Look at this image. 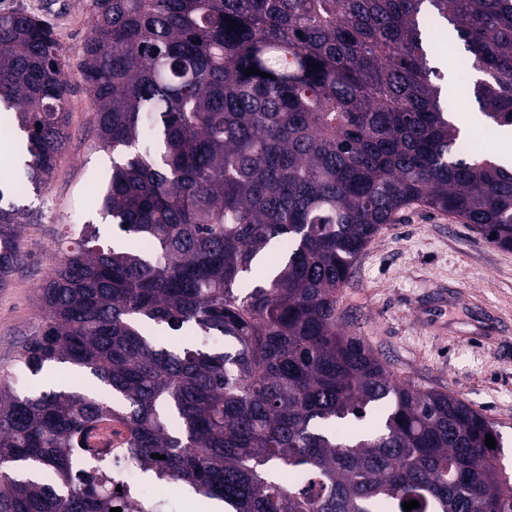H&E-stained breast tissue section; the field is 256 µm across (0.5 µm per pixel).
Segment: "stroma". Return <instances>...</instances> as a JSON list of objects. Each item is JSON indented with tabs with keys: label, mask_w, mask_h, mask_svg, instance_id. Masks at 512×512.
Instances as JSON below:
<instances>
[{
	"label": "stroma",
	"mask_w": 512,
	"mask_h": 512,
	"mask_svg": "<svg viewBox=\"0 0 512 512\" xmlns=\"http://www.w3.org/2000/svg\"><path fill=\"white\" fill-rule=\"evenodd\" d=\"M17 6L48 22L71 65H78L90 31L84 0H0V11ZM67 110L69 138L49 187L39 194L18 183L17 163L3 152L17 142L18 132L0 118V183L12 184V202L33 213L22 233L27 258L0 286V382L21 395L69 384L74 377L72 368L55 364L25 378L19 362L24 341L45 320L37 288L65 249V228L93 223L101 241L123 237L101 213L112 154L98 145L92 103L79 79L71 81ZM440 287L490 306L502 325L499 336L486 343L460 340L471 318L462 304L448 310L445 330L430 329L417 305ZM336 316L344 331L360 337L397 378L459 397L494 421L504 447L512 448V250L487 242L457 216L419 204L406 207L357 258L337 295Z\"/></svg>",
	"instance_id": "35a3bbf8"
}]
</instances>
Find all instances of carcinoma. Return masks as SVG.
I'll use <instances>...</instances> for the list:
<instances>
[{
    "label": "carcinoma",
    "mask_w": 512,
    "mask_h": 512,
    "mask_svg": "<svg viewBox=\"0 0 512 512\" xmlns=\"http://www.w3.org/2000/svg\"><path fill=\"white\" fill-rule=\"evenodd\" d=\"M86 4L80 73L112 150L101 209L135 243L64 232L22 359L94 387L0 385V512H126L88 447L114 421L141 471L164 455L170 480L228 512H512L498 426L401 382L336 321L357 256L410 205L512 249V167L458 151L466 135L429 63L455 32L466 96L512 128V0ZM68 68L50 26L0 13V112L37 192L68 139ZM30 220L0 205V286ZM163 326L224 345L169 346Z\"/></svg>",
    "instance_id": "1"
}]
</instances>
